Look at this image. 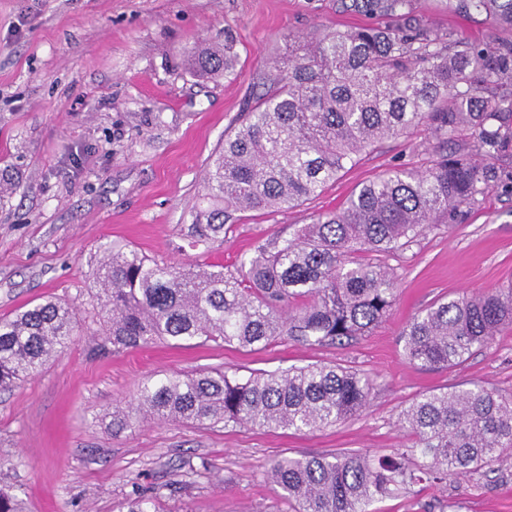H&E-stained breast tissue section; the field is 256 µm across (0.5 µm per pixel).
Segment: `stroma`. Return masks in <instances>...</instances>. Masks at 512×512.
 <instances>
[{"label": "stroma", "mask_w": 512, "mask_h": 512, "mask_svg": "<svg viewBox=\"0 0 512 512\" xmlns=\"http://www.w3.org/2000/svg\"><path fill=\"white\" fill-rule=\"evenodd\" d=\"M346 0H0V315L42 297L90 321L102 244L138 248L179 266L232 268L259 242L288 236L340 208L358 186L403 165L423 168L428 131L383 142L300 206L246 213L210 251L187 237L207 166L247 110L288 35L386 27L387 16ZM412 14L463 42L512 39L484 15L443 0H412ZM231 38L234 73L202 80L187 66L199 43ZM397 298L385 320L344 346L279 336L242 349L163 342L113 351L79 329L36 377L0 391V485L23 512H121L133 489L166 512H292L265 471L276 459L410 444L398 416L418 395L479 385L512 397V328L462 365L428 370L403 356L400 333L441 298L512 283V195L493 190L454 228L427 229L386 255ZM351 367L375 381L358 415L314 432L200 426L145 419L113 433V407L176 373L244 376L294 366ZM379 512H512V448L495 471L379 500Z\"/></svg>", "instance_id": "stroma-1"}]
</instances>
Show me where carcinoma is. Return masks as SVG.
<instances>
[{"instance_id":"carcinoma-1","label":"carcinoma","mask_w":512,"mask_h":512,"mask_svg":"<svg viewBox=\"0 0 512 512\" xmlns=\"http://www.w3.org/2000/svg\"><path fill=\"white\" fill-rule=\"evenodd\" d=\"M411 0H352L355 10L392 16L384 30H330L288 37L242 122L206 173L207 207L193 215L194 245L208 250L243 213L289 209L318 196L358 157L420 127L434 145L423 170L397 168L356 189L336 211L314 215L287 237L257 246L232 270L195 269L152 260L107 243L97 277L104 344L115 349L157 340L222 342L240 348L277 336L309 345L364 336L396 299L394 272L355 252L390 254L413 245L431 224H456L512 173L487 160L512 155V40L462 47L405 8ZM512 28V0H449ZM233 41L189 52L191 71L230 75ZM512 326V284L475 296L441 299L401 333L404 357L425 368L464 363ZM78 329L73 308L52 299L0 317V388L38 374ZM373 380L341 366L310 364L247 377L222 371L144 383L136 404L112 409V433L138 413L157 421L316 431L369 404ZM407 448L302 456L265 471L296 512H370V505L416 485L494 471L512 448V405L485 387L455 386L416 398L399 416ZM122 512H161L133 491Z\"/></svg>"}]
</instances>
